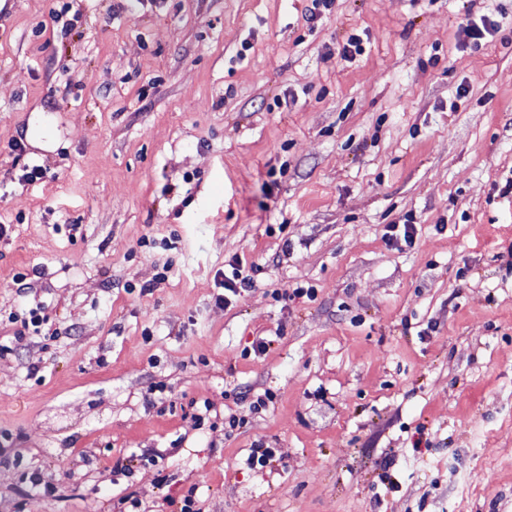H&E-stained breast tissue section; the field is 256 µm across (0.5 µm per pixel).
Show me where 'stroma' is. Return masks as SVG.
<instances>
[{"mask_svg": "<svg viewBox=\"0 0 512 512\" xmlns=\"http://www.w3.org/2000/svg\"><path fill=\"white\" fill-rule=\"evenodd\" d=\"M311 5L0 6V512H512V0ZM230 276L224 272V290L232 292L234 295L240 293V290L251 288L252 279L244 275L243 263L239 258H235L230 264ZM42 320L39 308L30 309L27 314L22 316L14 315L9 318V322L17 327L14 331V336L19 340L26 336L27 333L29 334L30 331L37 333Z\"/></svg>", "mask_w": 512, "mask_h": 512, "instance_id": "1", "label": "stroma"}]
</instances>
